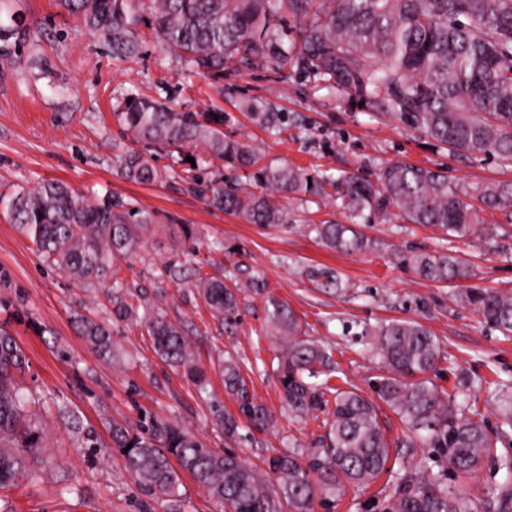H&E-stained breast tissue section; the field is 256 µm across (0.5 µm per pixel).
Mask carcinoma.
<instances>
[{
    "instance_id": "carcinoma-1",
    "label": "carcinoma",
    "mask_w": 512,
    "mask_h": 512,
    "mask_svg": "<svg viewBox=\"0 0 512 512\" xmlns=\"http://www.w3.org/2000/svg\"><path fill=\"white\" fill-rule=\"evenodd\" d=\"M82 29L103 36L112 57L125 60L139 53L135 27L141 0H58ZM294 28H288V22ZM150 24L161 45L178 55L187 69L224 88V70L262 66L280 72L288 67L321 88L340 92L353 109L392 116L436 145L458 153H483L512 162V0H151ZM294 34L290 47L285 39ZM30 28L21 13L0 16V56L22 52ZM116 113L143 150H127L122 174L138 183L167 178L153 163L155 149L178 152L199 144L205 156H194L186 169L204 185L207 204L238 215L251 224L290 222L280 203L308 190L303 172L262 163L253 145L224 135V113L178 112L143 97L123 99ZM219 161L252 169L259 191L225 189L202 174ZM326 180L317 191L325 192ZM330 184L336 204L356 218L369 211L411 224L433 227L448 243L470 239L486 230L484 213L512 211V184L484 182L464 195L448 176L431 168L395 161L373 181L349 173ZM9 218L35 244L44 261L90 286L110 283L113 314L136 318L121 300L124 286L117 265L140 245L154 223L148 211L133 210L121 199L90 203L67 184L46 181L11 197L0 195ZM311 231L330 249L346 253L371 248V240L353 224H313ZM401 262L422 279L448 283L467 279L470 270L457 251L412 252ZM308 277L322 288L339 287L332 272L312 269ZM192 295L213 318L232 320L238 293L246 288L266 292L260 278L226 284L194 272ZM456 301L482 322L512 335V293L490 288H460ZM273 330L288 339L279 379L288 407L300 416L321 410L331 415L318 455L302 464L292 455L273 459L269 468L282 476L279 489L244 460L220 454L169 420L153 416L135 426L112 422V448L125 470L150 497H179L182 473L193 475L210 500L224 512H315L327 506L349 484L366 485L387 467L390 448H434L458 476L475 473L496 459L497 437L458 398L470 391L460 379L448 392L426 374L442 359L431 332L415 321H394L371 332L374 351L386 375L372 384L375 397L329 388L335 371L332 355L317 342L299 336V324L287 305L269 300ZM79 333L99 358L115 360L112 330L85 315L77 317ZM155 351L182 367L200 388L201 370L193 364L183 328L157 312L148 317ZM25 354L16 339L0 329V491L19 479H33L30 448L43 447L42 429L33 419L30 398L17 374ZM224 389L235 398L239 414L258 429L270 413L257 403L236 361L224 362ZM323 378L318 383L316 379ZM330 389L333 400L323 398ZM390 407L407 429L390 441L378 423L376 401ZM500 423L512 428V389L499 390ZM512 512V486L497 489L477 507L442 478L406 471L386 500L384 512Z\"/></svg>"
}]
</instances>
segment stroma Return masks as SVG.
Wrapping results in <instances>:
<instances>
[{"label": "stroma", "mask_w": 512, "mask_h": 512, "mask_svg": "<svg viewBox=\"0 0 512 512\" xmlns=\"http://www.w3.org/2000/svg\"><path fill=\"white\" fill-rule=\"evenodd\" d=\"M13 7L37 40L21 56L0 58V195L61 180L82 196H116L156 217L141 247L118 265L124 298L139 314L123 321L113 313L110 288L87 287L45 264L0 209V269L12 277L11 287L0 288V327L27 356L19 381L31 392L47 435L37 452L36 478L6 492L17 512H217L192 476L184 477L180 497L157 499L144 495L125 472L112 448L111 425L116 419L136 422L143 413L177 422L274 483L279 477L270 472V460L310 457L327 429L323 418L296 416L283 398L282 340L267 327L271 297L293 310L302 337L321 344L337 362L331 385L348 382L367 396L371 382L384 374L370 330L393 320L420 322L443 350L433 382L449 390L457 376L470 378V404L490 428L499 429L494 386H512V336L460 307L455 284L421 279L399 258L451 247L468 262L470 285L512 292V215L495 213L491 236L450 243L435 228L367 213L355 221L371 248L336 252L309 230L325 220L352 221L333 191L287 201L291 223L260 226L208 207L181 178L127 181L116 157L131 142L113 108L132 94L181 112L221 109L226 135L260 147L272 165H296L317 180L347 171L371 179L385 163L401 161L441 171L467 191L484 181L512 182V166L485 154L438 148L399 120L352 110L337 91L287 80L267 68L226 72L224 90L216 92L209 78L188 72L143 23L136 28L139 54L120 62L103 38L80 32L56 0H15ZM38 56L50 61V71L35 65ZM256 110L280 113L279 129L260 127L252 116ZM168 266L185 275L199 268L227 283L258 276L268 288L261 295L241 292L238 317L229 326L214 319L182 282L164 276ZM313 267L337 274L339 290L317 288L307 276ZM152 310L184 329L206 387L156 354L145 321ZM78 312L110 324L115 363L100 360L79 337ZM229 357L273 418L263 431L240 426L231 439L212 415L216 404L227 415L238 414L220 372ZM62 405L81 418L83 433L71 431L58 412ZM408 464L436 474L447 468L433 449H393L390 472L369 486L346 487L316 512H367L368 504H382Z\"/></svg>", "instance_id": "35a3bbf8"}]
</instances>
